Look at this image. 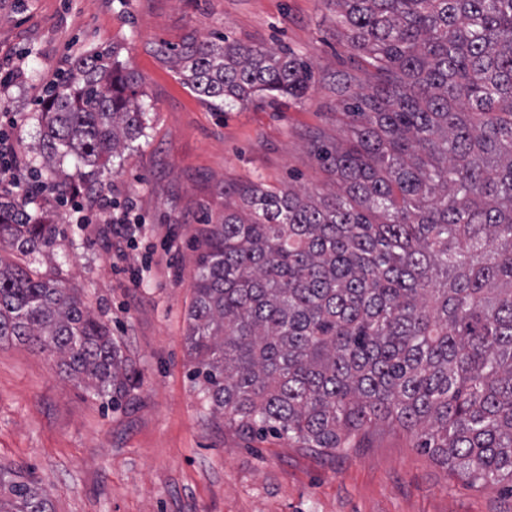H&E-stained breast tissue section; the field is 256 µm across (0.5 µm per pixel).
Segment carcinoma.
Masks as SVG:
<instances>
[{
    "label": "carcinoma",
    "mask_w": 512,
    "mask_h": 512,
    "mask_svg": "<svg viewBox=\"0 0 512 512\" xmlns=\"http://www.w3.org/2000/svg\"><path fill=\"white\" fill-rule=\"evenodd\" d=\"M370 67L336 96L347 127L315 137L336 188L252 183L203 230L188 312L191 379L224 424L337 450L379 420L474 485L512 489V0H328ZM173 64L219 107L301 98L294 51L221 36ZM141 77L94 53L46 90L38 157L67 192L145 136ZM59 227L0 200V342L61 355L114 402L132 367L108 324L27 259ZM0 512H55L0 465Z\"/></svg>",
    "instance_id": "carcinoma-1"
}]
</instances>
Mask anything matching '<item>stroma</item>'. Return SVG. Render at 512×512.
Masks as SVG:
<instances>
[{
	"mask_svg": "<svg viewBox=\"0 0 512 512\" xmlns=\"http://www.w3.org/2000/svg\"><path fill=\"white\" fill-rule=\"evenodd\" d=\"M217 34L288 45L313 71L307 96L273 110H218L184 84L166 52ZM94 52L142 78L147 128L119 170L86 183L85 207L140 224L133 242L81 224L54 190L40 204L61 233L34 263L103 315L136 372L120 404L60 367L58 355L0 343V465L40 480L55 512H512L501 485L481 488L415 448L386 421L359 447L325 452L244 439L203 404L190 376L187 314L202 222L249 183L325 194L335 181L311 148L344 140L336 78L367 68L327 0H0V84L20 155L39 144L45 85Z\"/></svg>",
	"mask_w": 512,
	"mask_h": 512,
	"instance_id": "obj_1",
	"label": "stroma"
}]
</instances>
